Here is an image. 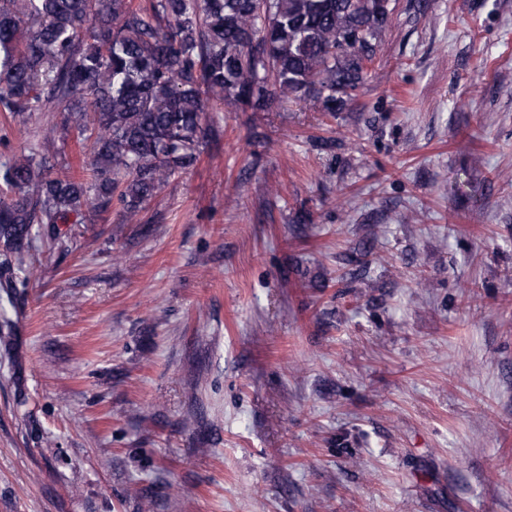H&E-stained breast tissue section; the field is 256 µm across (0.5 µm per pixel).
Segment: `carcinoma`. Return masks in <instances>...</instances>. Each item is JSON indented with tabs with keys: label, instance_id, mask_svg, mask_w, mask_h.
<instances>
[{
	"label": "carcinoma",
	"instance_id": "obj_1",
	"mask_svg": "<svg viewBox=\"0 0 512 512\" xmlns=\"http://www.w3.org/2000/svg\"><path fill=\"white\" fill-rule=\"evenodd\" d=\"M390 0H0V114L61 112L90 161L54 170L32 143L0 163V288L17 287L33 229L142 205L189 169L214 104L273 97L339 112L366 79Z\"/></svg>",
	"mask_w": 512,
	"mask_h": 512
}]
</instances>
